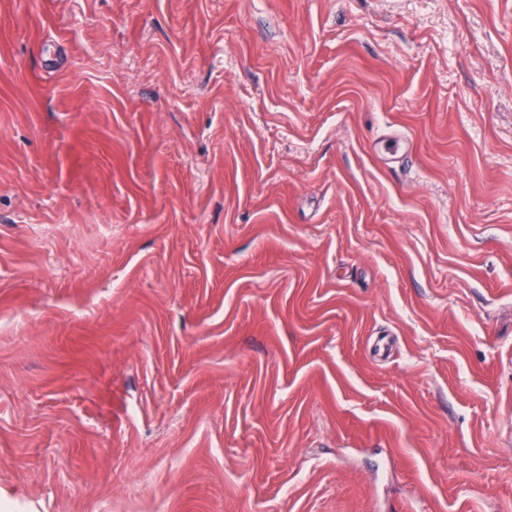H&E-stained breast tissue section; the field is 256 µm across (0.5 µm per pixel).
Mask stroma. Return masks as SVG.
Instances as JSON below:
<instances>
[{
    "mask_svg": "<svg viewBox=\"0 0 512 512\" xmlns=\"http://www.w3.org/2000/svg\"><path fill=\"white\" fill-rule=\"evenodd\" d=\"M0 512H512V0H0Z\"/></svg>",
    "mask_w": 512,
    "mask_h": 512,
    "instance_id": "35a3bbf8",
    "label": "stroma"
}]
</instances>
